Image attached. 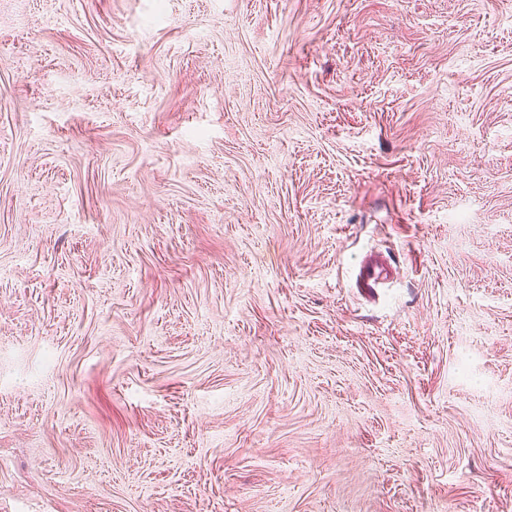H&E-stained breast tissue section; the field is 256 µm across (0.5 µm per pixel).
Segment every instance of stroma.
<instances>
[{
	"label": "stroma",
	"instance_id": "35a3bbf8",
	"mask_svg": "<svg viewBox=\"0 0 512 512\" xmlns=\"http://www.w3.org/2000/svg\"><path fill=\"white\" fill-rule=\"evenodd\" d=\"M0 512H512V0H0ZM389 277V270L386 265L380 261H370L361 263L356 278V287L366 290H374Z\"/></svg>",
	"mask_w": 512,
	"mask_h": 512
}]
</instances>
